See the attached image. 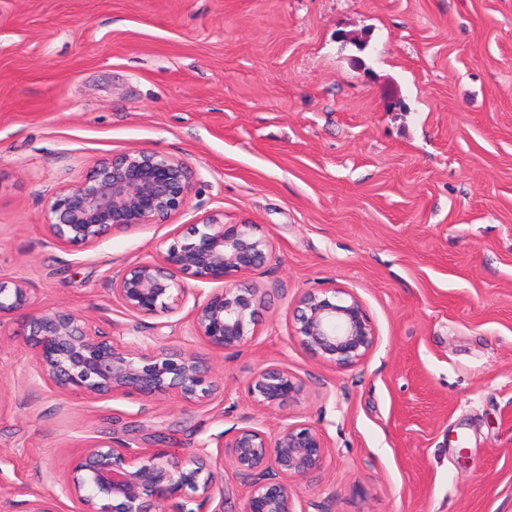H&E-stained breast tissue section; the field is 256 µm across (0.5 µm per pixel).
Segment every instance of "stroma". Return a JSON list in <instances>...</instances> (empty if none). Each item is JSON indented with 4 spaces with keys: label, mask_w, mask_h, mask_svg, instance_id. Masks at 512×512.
I'll return each instance as SVG.
<instances>
[{
    "label": "stroma",
    "mask_w": 512,
    "mask_h": 512,
    "mask_svg": "<svg viewBox=\"0 0 512 512\" xmlns=\"http://www.w3.org/2000/svg\"><path fill=\"white\" fill-rule=\"evenodd\" d=\"M145 148L198 172L167 223L72 250L48 200L98 159ZM217 212L271 257L253 341L212 363L223 392L86 399L37 376L0 319V492L76 512L93 440L186 453L251 424L317 427L303 512H512V0H0V279L25 278L145 347L201 344L185 314L112 300L122 267ZM342 288L378 336L334 369L294 336L308 291ZM303 382L266 412L262 367ZM302 389V381L288 369L266 367L250 377L245 386V394L253 406L270 411L295 402Z\"/></svg>",
    "instance_id": "35a3bbf8"
}]
</instances>
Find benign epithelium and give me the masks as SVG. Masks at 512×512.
Returning <instances> with one entry per match:
<instances>
[{
  "label": "benign epithelium",
  "mask_w": 512,
  "mask_h": 512,
  "mask_svg": "<svg viewBox=\"0 0 512 512\" xmlns=\"http://www.w3.org/2000/svg\"><path fill=\"white\" fill-rule=\"evenodd\" d=\"M196 180L183 160L145 148L102 158L50 198V237L80 250L116 231L166 222L189 206ZM268 256L258 225L226 224L209 213L174 235L159 257L112 276V299L136 318L175 315L193 302L190 328L205 352L118 342L78 312L39 306L22 277L0 280V318L20 320L38 373L62 390L89 399L173 393L204 407L221 393L209 352L236 353L255 336L265 296L244 277ZM190 280L223 287L203 298ZM294 336L313 357L340 369L362 362L377 343L360 300L340 288L300 298ZM302 389L294 373L266 367L250 377L245 394L270 411L295 402ZM326 455L323 434L305 423L272 433L246 424L221 436L214 454L204 447L181 455L95 440L74 461L66 492L79 512H225L213 467L228 465L248 487L240 512H296L293 482L319 470ZM23 512L60 510L54 499L36 494Z\"/></svg>",
  "instance_id": "7a95c632"
}]
</instances>
